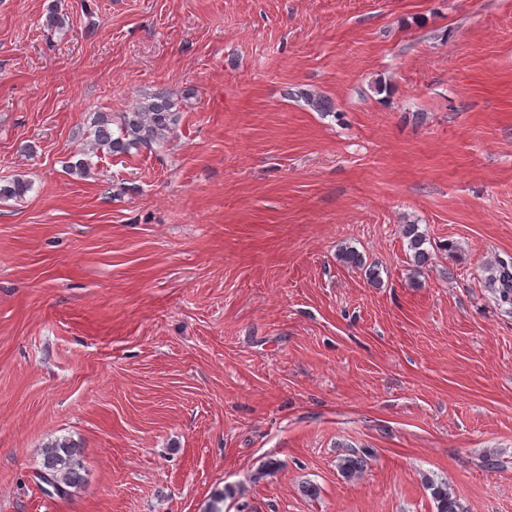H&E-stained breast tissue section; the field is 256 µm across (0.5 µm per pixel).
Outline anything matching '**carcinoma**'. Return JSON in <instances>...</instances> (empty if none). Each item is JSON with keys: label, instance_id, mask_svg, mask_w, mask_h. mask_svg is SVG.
Instances as JSON below:
<instances>
[{"label": "carcinoma", "instance_id": "1", "mask_svg": "<svg viewBox=\"0 0 512 512\" xmlns=\"http://www.w3.org/2000/svg\"><path fill=\"white\" fill-rule=\"evenodd\" d=\"M303 99L306 106L315 112L336 115L332 101L321 94L306 92ZM178 120V104L166 90L157 91L149 99L137 103L130 111L120 113L115 120L106 113H99L92 122V153L104 150L111 154H124L132 148L159 145L174 134ZM114 124L117 125L115 130L112 129ZM30 189V181L17 176L7 184L0 185V199H21ZM402 234L412 252L414 272L418 273L431 258V252L426 247L430 239L425 232L419 230L417 224L402 225ZM338 258L347 265L364 268L368 281H380L378 267L366 265L363 256L355 248H341ZM487 270L490 271L487 284L495 299L502 305L512 307V261L498 259L489 264ZM337 468L344 478L359 479L365 472V459L349 453L338 458ZM82 471L79 447L68 439L56 440L43 448L42 461L35 478L39 487L47 486L51 489L50 496L68 500L83 484ZM425 486L430 490L437 512H468L453 496L448 482L427 479Z\"/></svg>", "mask_w": 512, "mask_h": 512}]
</instances>
